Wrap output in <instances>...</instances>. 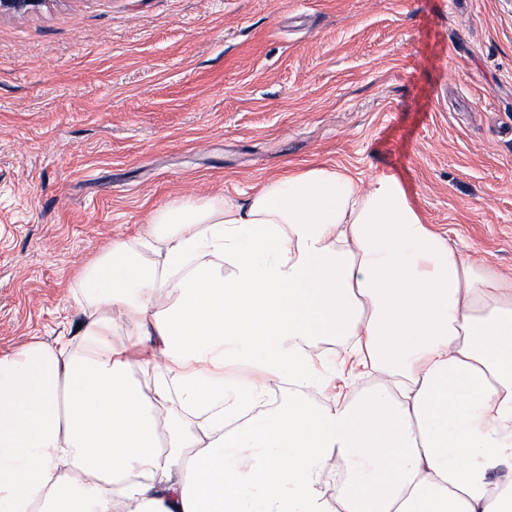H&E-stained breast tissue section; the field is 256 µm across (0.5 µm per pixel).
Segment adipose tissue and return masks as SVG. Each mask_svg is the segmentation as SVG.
I'll use <instances>...</instances> for the list:
<instances>
[{
  "instance_id": "obj_1",
  "label": "adipose tissue",
  "mask_w": 512,
  "mask_h": 512,
  "mask_svg": "<svg viewBox=\"0 0 512 512\" xmlns=\"http://www.w3.org/2000/svg\"><path fill=\"white\" fill-rule=\"evenodd\" d=\"M143 239L161 262L116 239L84 269L77 341L0 355V512H512V276L399 177L313 163L173 201ZM317 341L370 385L315 403Z\"/></svg>"
}]
</instances>
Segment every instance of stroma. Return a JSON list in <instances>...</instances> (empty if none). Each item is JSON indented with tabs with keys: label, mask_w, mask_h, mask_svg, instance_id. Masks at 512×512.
Instances as JSON below:
<instances>
[{
	"label": "stroma",
	"mask_w": 512,
	"mask_h": 512,
	"mask_svg": "<svg viewBox=\"0 0 512 512\" xmlns=\"http://www.w3.org/2000/svg\"><path fill=\"white\" fill-rule=\"evenodd\" d=\"M403 179L512 273V0H41L0 13V354L73 339L81 270L288 167Z\"/></svg>",
	"instance_id": "stroma-1"
}]
</instances>
